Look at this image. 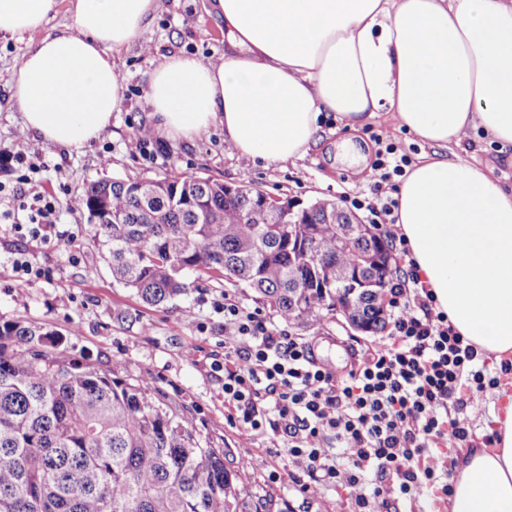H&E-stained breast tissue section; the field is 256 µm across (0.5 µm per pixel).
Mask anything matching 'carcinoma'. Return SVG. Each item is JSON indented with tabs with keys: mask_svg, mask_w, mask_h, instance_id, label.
<instances>
[{
	"mask_svg": "<svg viewBox=\"0 0 512 512\" xmlns=\"http://www.w3.org/2000/svg\"><path fill=\"white\" fill-rule=\"evenodd\" d=\"M82 205L112 278L143 303L164 304L188 276L241 284L288 322L308 326L351 292L359 252L386 241L363 230L352 246L329 223L336 203L291 201L275 211L247 192L192 174L100 179ZM375 287L352 297L350 318L383 329ZM148 380L130 383L73 356L65 335L23 320L0 322V512H271L244 501L247 478L224 466Z\"/></svg>",
	"mask_w": 512,
	"mask_h": 512,
	"instance_id": "cac0c4a2",
	"label": "carcinoma"
}]
</instances>
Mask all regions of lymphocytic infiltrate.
Instances as JSON below:
<instances>
[{
    "instance_id": "obj_1",
    "label": "lymphocytic infiltrate",
    "mask_w": 512,
    "mask_h": 512,
    "mask_svg": "<svg viewBox=\"0 0 512 512\" xmlns=\"http://www.w3.org/2000/svg\"><path fill=\"white\" fill-rule=\"evenodd\" d=\"M385 135L367 197L342 196L366 224L399 240L397 194L411 159ZM31 235L61 206L40 181L18 179ZM392 330L343 374L319 364L309 342L277 329L260 310L224 297V411L265 453L283 451L289 480L310 495L345 488L355 512L447 491L449 448L469 443L452 408L481 412L499 378L435 309L415 269L388 288Z\"/></svg>"
}]
</instances>
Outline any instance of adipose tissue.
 <instances>
[{"label": "adipose tissue", "instance_id": "1", "mask_svg": "<svg viewBox=\"0 0 512 512\" xmlns=\"http://www.w3.org/2000/svg\"><path fill=\"white\" fill-rule=\"evenodd\" d=\"M0 0V35L29 42L10 79L28 130L79 149L123 102L118 60L152 26L158 0ZM226 49L151 71L144 98L161 139L214 125L239 158L285 164L321 139L320 116L363 128L380 113L437 149L398 194L400 232L438 311L478 354L512 364V190L456 149L480 130L512 165V0H215ZM489 443L460 449L448 512H512V378Z\"/></svg>", "mask_w": 512, "mask_h": 512}]
</instances>
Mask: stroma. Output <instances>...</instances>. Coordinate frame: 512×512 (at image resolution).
<instances>
[{"label":"stroma","mask_w":512,"mask_h":512,"mask_svg":"<svg viewBox=\"0 0 512 512\" xmlns=\"http://www.w3.org/2000/svg\"><path fill=\"white\" fill-rule=\"evenodd\" d=\"M211 2L159 0L143 44L120 57V111L91 146L79 150L47 144L26 129L8 83L27 44L0 37V158L11 164L0 169V211L16 207V173L31 162L39 167L37 177L46 194L67 201L44 240L0 223V320L50 326L67 334L73 354L89 355L94 366L106 371L119 367L120 377L129 381L148 379L157 398L178 410L202 445L229 449L224 465L247 474V498L270 495L278 504H289L292 512H349L347 492L301 493L285 475L286 457L259 452L256 441L225 419L224 374L217 369L224 359V312L219 304L230 293L267 318H274V311L249 289L213 278L196 281L165 305H144L132 290L113 281L82 205L85 186L97 179L134 181L181 173L249 184L304 206L317 199L369 194L378 148L374 136L392 127L386 114L357 131L327 116L319 145L293 164H242L220 128L191 143L140 139L139 128L150 124L142 91L149 72L165 55L180 51L204 60L223 56L224 22ZM346 140L366 156L365 164L355 166L340 157L339 146ZM20 252L37 271L22 285L11 271ZM286 329L308 340L317 358L338 370L351 362V341L367 340L366 334H355L328 313L312 326L290 323ZM188 349L194 350L193 358H185Z\"/></svg>","instance_id":"stroma-1"}]
</instances>
